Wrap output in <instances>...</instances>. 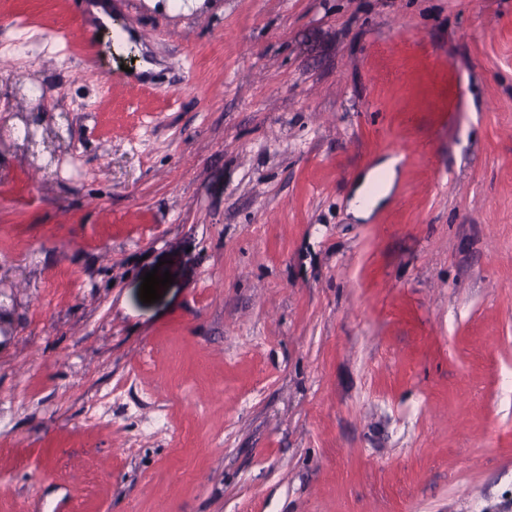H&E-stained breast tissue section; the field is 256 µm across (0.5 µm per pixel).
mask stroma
<instances>
[{"instance_id": "stroma-1", "label": "stroma", "mask_w": 512, "mask_h": 512, "mask_svg": "<svg viewBox=\"0 0 512 512\" xmlns=\"http://www.w3.org/2000/svg\"><path fill=\"white\" fill-rule=\"evenodd\" d=\"M108 2L0 0V512H512V0ZM396 158H388L372 169L358 186L353 202L356 218L367 219L388 196L397 175Z\"/></svg>"}]
</instances>
